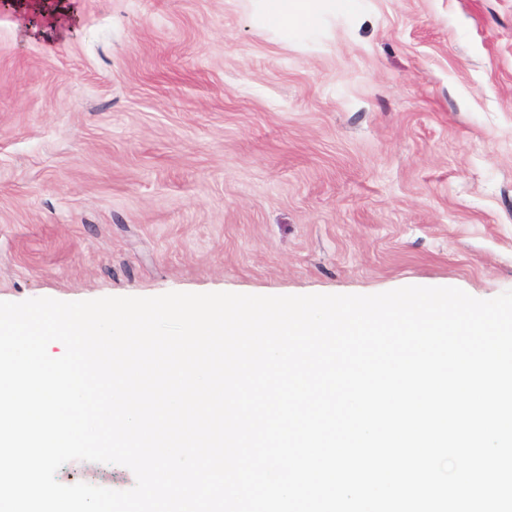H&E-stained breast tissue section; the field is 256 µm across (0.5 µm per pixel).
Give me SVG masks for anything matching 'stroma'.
I'll return each instance as SVG.
<instances>
[{"label":"stroma","mask_w":512,"mask_h":512,"mask_svg":"<svg viewBox=\"0 0 512 512\" xmlns=\"http://www.w3.org/2000/svg\"><path fill=\"white\" fill-rule=\"evenodd\" d=\"M312 8L0 9V301L512 290V0Z\"/></svg>","instance_id":"35a3bbf8"}]
</instances>
